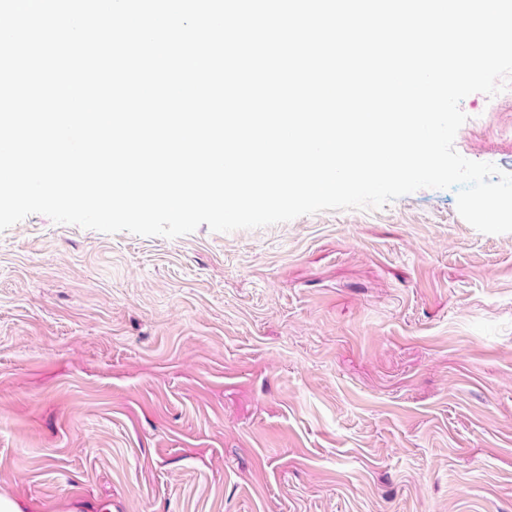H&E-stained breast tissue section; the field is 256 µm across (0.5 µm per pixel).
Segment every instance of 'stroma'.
Masks as SVG:
<instances>
[{"mask_svg":"<svg viewBox=\"0 0 512 512\" xmlns=\"http://www.w3.org/2000/svg\"><path fill=\"white\" fill-rule=\"evenodd\" d=\"M454 147L512 174V97ZM456 189L176 238L0 232L20 512H512V233Z\"/></svg>","mask_w":512,"mask_h":512,"instance_id":"35a3bbf8","label":"stroma"}]
</instances>
